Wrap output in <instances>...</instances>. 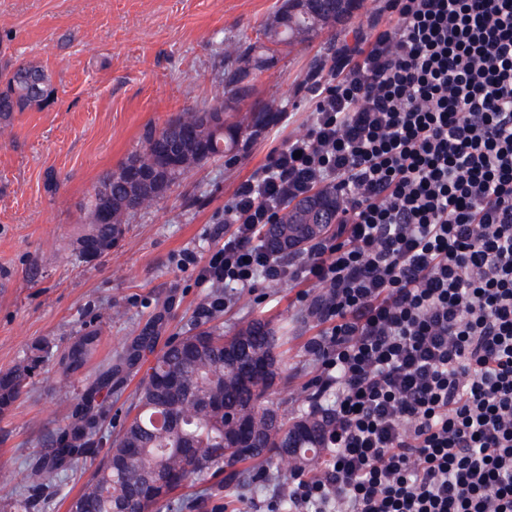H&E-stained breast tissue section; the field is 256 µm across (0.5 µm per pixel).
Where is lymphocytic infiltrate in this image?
I'll use <instances>...</instances> for the list:
<instances>
[{"label":"lymphocytic infiltrate","mask_w":512,"mask_h":512,"mask_svg":"<svg viewBox=\"0 0 512 512\" xmlns=\"http://www.w3.org/2000/svg\"><path fill=\"white\" fill-rule=\"evenodd\" d=\"M306 74L312 106L224 205L201 281L301 286L330 422L292 512H512V0H384ZM333 185L336 230L260 244ZM313 199V200H309ZM320 204L323 207L331 211V220L327 224H322L318 230L309 237H301V230L299 226L306 222L303 217H300V211L302 210L303 204L306 202L305 207L316 212L319 209ZM340 207V200L336 193V188L330 186L321 190V192L315 193L302 200L287 202L282 210L280 211L277 222L270 225L267 232L265 233L264 239L261 242L263 247L271 252L281 253L282 256H290L303 253L305 248L312 242L325 238L329 235L331 227L336 224L337 212ZM337 208V212H336ZM334 229V226H333ZM290 240H297L298 245L295 247H288Z\"/></svg>","instance_id":"obj_1"}]
</instances>
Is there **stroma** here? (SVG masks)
<instances>
[{"label":"stroma","mask_w":512,"mask_h":512,"mask_svg":"<svg viewBox=\"0 0 512 512\" xmlns=\"http://www.w3.org/2000/svg\"><path fill=\"white\" fill-rule=\"evenodd\" d=\"M283 0H0V33L10 32L11 53L46 65L56 102L16 114L0 132V371L44 340L64 348L90 322L101 327L95 362L151 321L158 340L188 330L210 290L184 251L206 256L216 243L224 204L236 185L256 172L270 150L305 123L310 103L297 88L307 72L336 48L366 32L378 0L333 33L277 54L256 74L238 115L277 100L276 123L244 140L235 164L202 162L150 208L131 215L123 237L99 259L77 260L75 240L85 223L78 204L103 171L117 168L142 147L149 128L162 127L188 108L213 103L215 82L230 45L256 42ZM297 287L257 283L238 294L221 315L225 333L253 317L273 320L300 308ZM118 306L117 319L99 318ZM320 332L316 323L289 324L287 375L274 401L292 397L317 364L304 353ZM81 384L67 386L53 365L0 416V461L15 472L0 488V512L23 484L25 459L41 429L75 410Z\"/></svg>","instance_id":"stroma-1"}]
</instances>
